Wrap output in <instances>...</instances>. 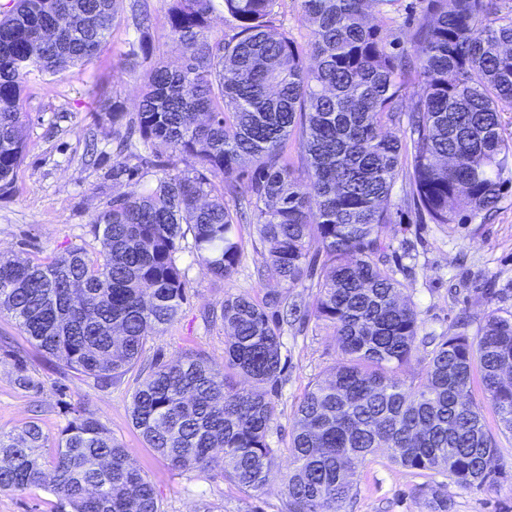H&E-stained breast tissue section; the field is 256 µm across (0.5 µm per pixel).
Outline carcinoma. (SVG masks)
<instances>
[{
	"label": "carcinoma",
	"mask_w": 512,
	"mask_h": 512,
	"mask_svg": "<svg viewBox=\"0 0 512 512\" xmlns=\"http://www.w3.org/2000/svg\"><path fill=\"white\" fill-rule=\"evenodd\" d=\"M120 0H12L0 15V192L26 152L23 92L34 74L94 58ZM397 0H301L307 44L273 22L278 0H224L237 32L204 36L213 0H171L183 49L178 69L150 71L112 163V180L139 184L163 151L186 167L145 190L107 200L90 223L91 250L49 261L0 249V312L41 351L101 383L133 369L148 339L186 299L176 254L214 277L238 264L236 226H254L262 267L292 287L310 249L326 260L309 316L341 355L293 414L285 512H344L352 476L377 448L407 469L448 472L464 489L499 480L495 437L471 399L479 376L502 429L512 432V314L488 313L472 340L459 332L404 378L419 341L406 286L380 260L391 198L402 178L419 218L462 224L493 211L512 183V5L433 0L410 47L388 49L369 23ZM313 63H306V57ZM248 177L246 204L230 209ZM298 313L280 292L221 303L224 367L189 349L133 393L146 445L178 471L213 472L251 497L268 485L282 381L281 324ZM36 421L0 431V491L47 488L71 512H161L153 485L93 414L70 412L47 461ZM430 512L448 497L420 490Z\"/></svg>",
	"instance_id": "obj_1"
}]
</instances>
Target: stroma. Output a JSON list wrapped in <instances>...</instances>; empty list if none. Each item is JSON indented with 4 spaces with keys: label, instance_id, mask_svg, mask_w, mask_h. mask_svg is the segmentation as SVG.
<instances>
[{
    "label": "stroma",
    "instance_id": "35a3bbf8",
    "mask_svg": "<svg viewBox=\"0 0 512 512\" xmlns=\"http://www.w3.org/2000/svg\"><path fill=\"white\" fill-rule=\"evenodd\" d=\"M170 0H122L118 19L103 51L91 61L54 76L27 82L24 110L29 114L27 152L14 187L0 194V249L24 257L48 259L75 245L93 247L89 223L112 196L131 191V183L112 180L115 144L111 122H98V112L118 106L133 114L146 75L157 65L177 67L180 47L170 37ZM431 8V0H396L386 15L374 16L394 47ZM148 12L146 52L131 56L139 34L135 18ZM408 187L397 180L392 195L395 222L386 230L389 247L383 262L407 284L420 321V333L442 339L458 332L468 318L475 335L485 314L512 312V184L496 212L486 221L448 226L416 220L407 201ZM242 251L231 280L214 278L189 250L176 255L187 282V299L177 320L150 338L136 367L111 386L65 368L38 350L11 315L0 313V430L9 432L35 420L56 435L68 411L81 407L98 418L130 453L131 463L154 486L162 512H284V477L292 416L310 384L325 377L338 359L332 332L309 321L283 326L285 379L275 397L278 420L270 441L281 455L276 475L263 495L252 499L220 476L179 472L146 447L131 414V397L156 361L176 358L188 349L206 352L224 363V328L206 322L205 311L219 309L225 294L262 298L279 289L271 273L261 272V246L252 225L239 227ZM33 379V389L15 384L18 368ZM472 398L483 406L495 435L504 479L492 487L462 489L447 474L395 465L387 449L367 456L352 482L346 512H428L418 493L437 485L448 496L449 512H512V433L501 430L480 384Z\"/></svg>",
    "mask_w": 512,
    "mask_h": 512
}]
</instances>
